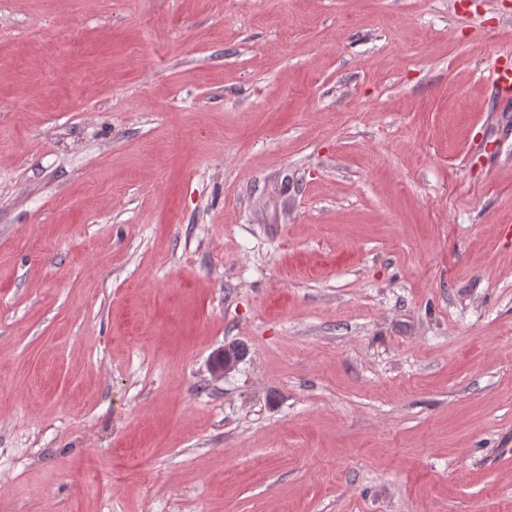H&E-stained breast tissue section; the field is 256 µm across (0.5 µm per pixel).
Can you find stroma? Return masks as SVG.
Instances as JSON below:
<instances>
[{
  "label": "stroma",
  "instance_id": "35a3bbf8",
  "mask_svg": "<svg viewBox=\"0 0 512 512\" xmlns=\"http://www.w3.org/2000/svg\"><path fill=\"white\" fill-rule=\"evenodd\" d=\"M508 49L512 0H0V512H512ZM510 56L499 58L493 69L488 71L486 81L494 89L509 93L512 88V66L508 63Z\"/></svg>",
  "mask_w": 512,
  "mask_h": 512
}]
</instances>
